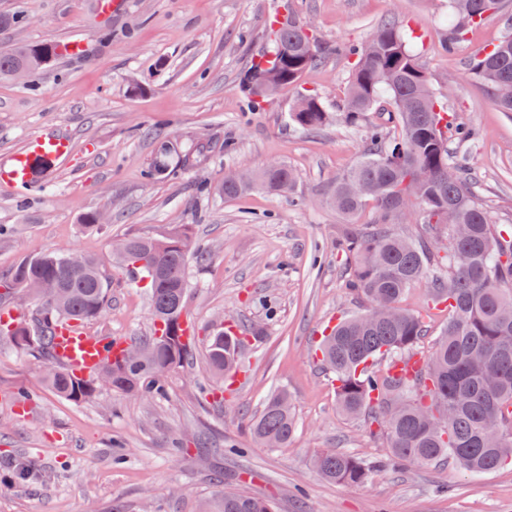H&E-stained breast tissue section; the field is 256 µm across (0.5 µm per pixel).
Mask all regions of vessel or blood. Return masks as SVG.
<instances>
[{
    "label": "vessel or blood",
    "instance_id": "obj_1",
    "mask_svg": "<svg viewBox=\"0 0 512 512\" xmlns=\"http://www.w3.org/2000/svg\"><path fill=\"white\" fill-rule=\"evenodd\" d=\"M73 148L70 136L49 128L31 137L25 148L0 164V183L23 191L30 184L32 164L38 159L63 160ZM54 357L65 368L82 374L95 372L112 355V339L89 335L81 326L68 325L57 330L53 341Z\"/></svg>",
    "mask_w": 512,
    "mask_h": 512
}]
</instances>
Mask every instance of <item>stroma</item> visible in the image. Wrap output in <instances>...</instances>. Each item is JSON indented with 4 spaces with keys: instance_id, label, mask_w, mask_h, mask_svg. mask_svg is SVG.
Returning a JSON list of instances; mask_svg holds the SVG:
<instances>
[{
    "instance_id": "35a3bbf8",
    "label": "stroma",
    "mask_w": 512,
    "mask_h": 512,
    "mask_svg": "<svg viewBox=\"0 0 512 512\" xmlns=\"http://www.w3.org/2000/svg\"><path fill=\"white\" fill-rule=\"evenodd\" d=\"M292 15L312 31L322 56L301 91L332 114L316 131L290 119L295 91L250 110L240 85L252 58L268 47L270 17ZM0 51L17 43L81 38L79 57L59 56L25 80H0V161L49 127L70 133L74 152L52 164L36 188L0 186V274L44 251L78 252L112 270L110 304L85 323L93 335L130 342L153 327L145 289L112 262L113 239L192 226L209 257L191 262L186 314L198 336L232 323L264 330L246 349L245 377L216 407L203 354L169 373L161 397L109 391L74 404L43 382L38 356L0 335V512H197L221 487L273 499L278 512H512V466L472 474L452 461L398 464L367 422L337 407L336 390L316 348L327 327L364 313L347 288L349 262L339 246L342 217L322 200L360 157V128L340 107L351 75V46L383 20L414 28V49L460 123L476 132L457 150L478 176L477 201L494 224L512 225V112L499 111L472 77L475 52L497 42L501 17L470 30L453 50L445 0H124L101 41L93 0H0ZM187 169L148 179L161 142ZM288 165L292 192L216 194L235 167ZM107 222L84 229L83 216ZM421 314L430 351L446 315L424 285L403 297ZM287 389L298 429L284 448H264L248 431L265 397ZM27 393L28 410L15 398ZM351 453L374 470L362 485L324 480L317 452ZM29 471L12 482L13 469Z\"/></svg>"
}]
</instances>
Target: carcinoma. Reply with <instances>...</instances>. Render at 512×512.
Returning a JSON list of instances; mask_svg holds the SVG:
<instances>
[{"label": "carcinoma", "mask_w": 512, "mask_h": 512, "mask_svg": "<svg viewBox=\"0 0 512 512\" xmlns=\"http://www.w3.org/2000/svg\"><path fill=\"white\" fill-rule=\"evenodd\" d=\"M503 0H448L451 26L445 48L451 50L466 31L501 12ZM505 33L477 52L472 76L495 91L512 84V18ZM272 49L255 61L241 78L251 105L297 84L302 74L320 63L314 42L293 22L274 20L268 28ZM58 46L21 45L0 53V78L24 66L41 68L34 55H57ZM355 55L342 112L352 126H363L361 158L341 177L327 204L347 219L342 249L350 259L348 290L373 308L386 305L390 314L372 318L355 315L336 324L319 347L323 365L333 375L339 409L361 416L385 439L395 462L427 463L452 460L465 470L484 474L512 465V228L492 224L474 195L475 172L453 155L448 132L455 139L473 138L460 125L420 67L400 23L387 20ZM368 112H385L392 129L365 125ZM291 121L301 130L318 129L331 113L316 95L297 97ZM171 147L163 142L150 170L152 176L172 171ZM295 177L287 165L260 171L243 170L220 183L226 197L264 189L290 190ZM374 217L358 221L367 205ZM411 211L425 224L429 239H447L444 254L428 239L411 240L396 233ZM129 253L116 263L138 268L149 288L155 328L137 344L149 348L136 363H106L81 375L57 367L46 378L59 397L81 403L95 397L107 376L116 393L162 395L165 375L193 359L195 331L183 311L190 258L203 261L191 227L175 225L163 235L126 237ZM426 284L429 302L448 312L432 352L419 350L424 318L400 306L406 291ZM39 293L55 288L61 306L46 299L30 316L12 321L9 336L16 349L55 364L51 355L54 330L69 320L97 318L109 302L110 278L90 256L76 260L60 253H42L19 261L0 279V303L30 285ZM246 337L220 330L205 346V364L215 380L237 368ZM249 430L265 447L288 445L297 431L288 393L272 392ZM316 471L331 482L361 485L373 467L342 452L316 454ZM202 512H277L275 503L241 489L221 491L204 501Z\"/></svg>", "instance_id": "cac0c4a2"}]
</instances>
